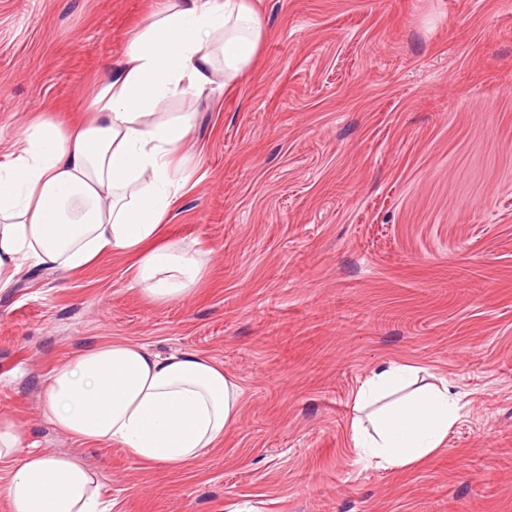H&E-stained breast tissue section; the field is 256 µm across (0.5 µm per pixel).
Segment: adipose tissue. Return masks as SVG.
<instances>
[{"label": "adipose tissue", "mask_w": 512, "mask_h": 512, "mask_svg": "<svg viewBox=\"0 0 512 512\" xmlns=\"http://www.w3.org/2000/svg\"><path fill=\"white\" fill-rule=\"evenodd\" d=\"M264 33L251 0H159L87 113L66 123L34 118L0 157V289L30 265L76 275L118 252L151 302L193 295L207 274L203 254L167 233L190 179L182 147L192 117L162 105L219 76L235 85ZM416 373L391 361L355 391L349 441L365 467H414L442 449L457 422L448 384L402 394ZM242 398L237 379L198 352L160 354L112 338L54 368L39 405L74 441L118 443L144 463L181 469L202 465L223 443ZM0 463L9 469L0 491L10 512H102L96 471L66 453L24 448L7 412H0Z\"/></svg>", "instance_id": "obj_1"}]
</instances>
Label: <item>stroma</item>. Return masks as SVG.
<instances>
[{"label":"stroma","mask_w":512,"mask_h":512,"mask_svg":"<svg viewBox=\"0 0 512 512\" xmlns=\"http://www.w3.org/2000/svg\"><path fill=\"white\" fill-rule=\"evenodd\" d=\"M158 0H0V156L45 112L77 116ZM265 36L193 115L195 185L170 229L208 253L168 304L126 259L0 290V410L74 453L110 512H512V0H253ZM122 338L199 352L244 391L203 466L80 445L38 405L75 350ZM398 360L447 379L460 417L410 469H366L350 403Z\"/></svg>","instance_id":"35a3bbf8"}]
</instances>
